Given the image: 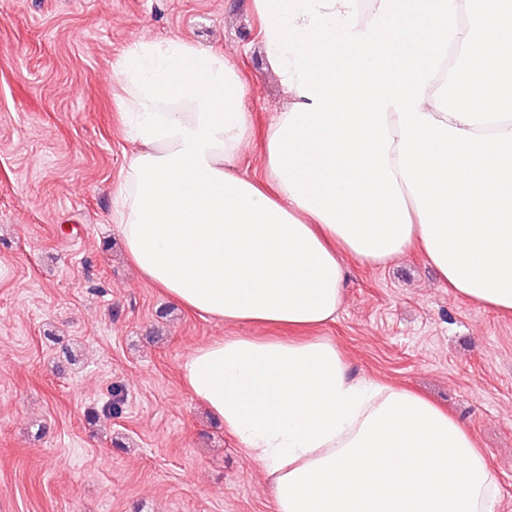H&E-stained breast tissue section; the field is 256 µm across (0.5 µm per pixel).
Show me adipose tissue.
<instances>
[{
    "instance_id": "adipose-tissue-1",
    "label": "adipose tissue",
    "mask_w": 512,
    "mask_h": 512,
    "mask_svg": "<svg viewBox=\"0 0 512 512\" xmlns=\"http://www.w3.org/2000/svg\"><path fill=\"white\" fill-rule=\"evenodd\" d=\"M253 0L290 95L235 172L246 91L223 54L169 38L121 64L140 145L114 221L141 276L203 317L285 326L198 347L183 380L265 469L276 512H494L470 431L409 390L354 379L330 340L346 260L418 250L458 296L512 313V0ZM464 70L442 71L449 51ZM458 95L447 104L437 78Z\"/></svg>"
}]
</instances>
